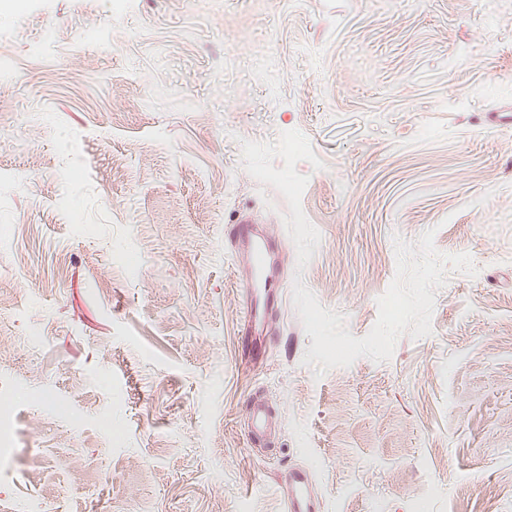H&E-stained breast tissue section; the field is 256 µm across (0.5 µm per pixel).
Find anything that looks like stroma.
<instances>
[{
    "label": "stroma",
    "mask_w": 512,
    "mask_h": 512,
    "mask_svg": "<svg viewBox=\"0 0 512 512\" xmlns=\"http://www.w3.org/2000/svg\"><path fill=\"white\" fill-rule=\"evenodd\" d=\"M0 57V512H512V0H0ZM430 229L476 277L316 376L294 280L363 337ZM236 225L233 240L250 245V269L253 277L241 283V300L245 322L240 329L241 358L248 365H256L263 358V340H260L257 327L262 318L282 302V294L269 288V276L265 273L266 240H256L252 228L241 220ZM275 424L274 413L264 400H253L248 415V429L250 438L266 436ZM283 481L288 488L287 512H316V502L311 491V477L305 470L289 469Z\"/></svg>",
    "instance_id": "35a3bbf8"
}]
</instances>
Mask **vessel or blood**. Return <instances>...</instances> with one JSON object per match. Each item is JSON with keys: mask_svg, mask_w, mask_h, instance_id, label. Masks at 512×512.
<instances>
[{"mask_svg": "<svg viewBox=\"0 0 512 512\" xmlns=\"http://www.w3.org/2000/svg\"><path fill=\"white\" fill-rule=\"evenodd\" d=\"M234 240L250 246V269L252 278L241 284V300L245 322L240 330L241 358L246 364L254 365L263 358L262 346L257 327L262 318L282 302V294L270 288L265 272L267 243L255 240L252 228L237 223ZM275 423L274 413L262 400H253L248 415L249 435L253 438L266 436ZM288 489L287 512H316V502L311 491V477L303 469L293 468L283 478Z\"/></svg>", "mask_w": 512, "mask_h": 512, "instance_id": "obj_1", "label": "vessel or blood"}]
</instances>
